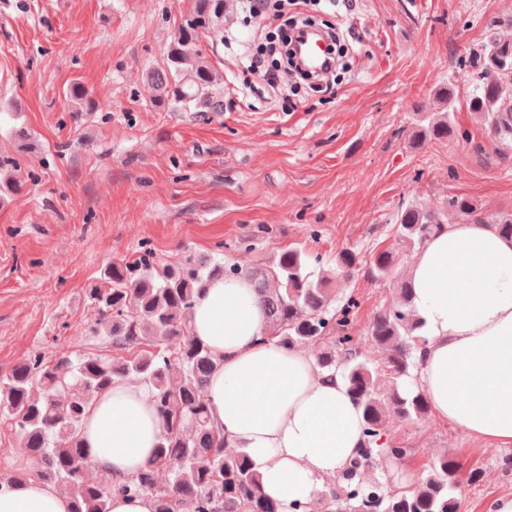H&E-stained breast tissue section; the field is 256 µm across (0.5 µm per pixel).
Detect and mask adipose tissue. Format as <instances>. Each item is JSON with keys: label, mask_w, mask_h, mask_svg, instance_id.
<instances>
[{"label": "adipose tissue", "mask_w": 512, "mask_h": 512, "mask_svg": "<svg viewBox=\"0 0 512 512\" xmlns=\"http://www.w3.org/2000/svg\"><path fill=\"white\" fill-rule=\"evenodd\" d=\"M408 277L425 323L416 382L434 414L512 446V238L473 221L443 225ZM191 328L224 359L207 388L211 419L254 461L263 494L285 507L317 499L362 441V412L341 379L320 376L303 351L259 343L266 318L246 278L207 283ZM161 432L147 387L126 380L92 402L83 437L95 470L123 479L147 464ZM69 510L34 479L0 490V512Z\"/></svg>", "instance_id": "1"}]
</instances>
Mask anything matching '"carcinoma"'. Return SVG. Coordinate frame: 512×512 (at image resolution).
<instances>
[{"label": "carcinoma", "instance_id": "obj_1", "mask_svg": "<svg viewBox=\"0 0 512 512\" xmlns=\"http://www.w3.org/2000/svg\"><path fill=\"white\" fill-rule=\"evenodd\" d=\"M501 21L486 23L487 35L458 58L471 77L469 109L486 134L512 144V37L502 38ZM224 44V0H195V6L169 44L162 66L146 73L154 90L152 106L208 118L224 111V93L199 49V39ZM70 96L79 111L100 105L74 86ZM441 112H429L419 124L420 140L446 141L458 135L451 114L455 94L445 85L437 94ZM448 211L484 222L471 198L448 194ZM446 220L413 203L397 210L394 236L400 250L417 252ZM399 254L389 249L361 256L342 249L327 261L320 254L290 246L263 267L243 268L221 260H202L185 250L179 261L159 265L153 249L142 244L132 262H108L101 284L87 299L98 318L90 328L112 356L31 353L0 374V426L20 440L35 461L29 474L0 473V485L32 477L70 501V512H110L114 495H149L154 512H282L264 496L262 476L241 450L230 449L224 432L210 417L206 388L221 360L191 336L193 307L203 285L223 277L248 278L267 319L264 342L288 349L306 347L329 378L340 377L362 407L364 440L344 471L326 482L312 503L292 512H459L462 480L476 482L480 472L443 452L415 483L388 490L365 482L373 459L405 462L385 441L389 421L419 420L431 412L426 393L414 383L417 352L425 344L423 324L413 310V288L398 281L396 295L369 323L372 344L385 351L377 362L362 352L351 329L359 309L354 294L336 297L332 280L361 272L374 281H397ZM118 380H135L151 391L161 421V442L136 475L117 480L93 474L82 439L87 409ZM39 387L41 395L31 393ZM166 476L160 481V476Z\"/></svg>", "mask_w": 512, "mask_h": 512}]
</instances>
